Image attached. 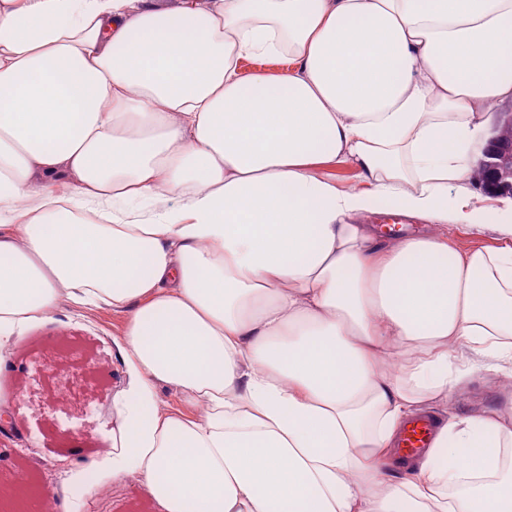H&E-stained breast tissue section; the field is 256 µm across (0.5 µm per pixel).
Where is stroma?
<instances>
[{
	"mask_svg": "<svg viewBox=\"0 0 512 512\" xmlns=\"http://www.w3.org/2000/svg\"><path fill=\"white\" fill-rule=\"evenodd\" d=\"M122 314L103 308L91 313L61 305L53 320L34 325L15 348L14 369L0 373V386L14 389L12 425L0 430V483L25 472L33 483L54 491V512H158L138 479L113 480L103 459L112 450V395L122 380V365L113 344L122 333ZM53 351L56 362L69 364L70 398L60 401L42 355ZM103 372L102 382L89 378ZM512 410V390L500 374L476 367L448 406L465 418L481 411ZM95 469L99 484L86 486L82 505L70 489L86 469Z\"/></svg>",
	"mask_w": 512,
	"mask_h": 512,
	"instance_id": "obj_1",
	"label": "stroma"
}]
</instances>
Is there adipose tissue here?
Wrapping results in <instances>:
<instances>
[{
  "label": "adipose tissue",
  "instance_id": "obj_1",
  "mask_svg": "<svg viewBox=\"0 0 512 512\" xmlns=\"http://www.w3.org/2000/svg\"><path fill=\"white\" fill-rule=\"evenodd\" d=\"M506 100L512 0H0V370L61 304L124 314L107 464L160 512H512V415L386 473L470 367L512 374V247L446 233L512 237L469 190ZM289 65L283 59L246 58L239 64L242 77H250L256 71H264L270 75H282L288 72ZM317 173L325 178L336 181L341 188H363L366 183L362 179L360 172L349 165L322 166L317 169ZM366 224H372L374 228L376 229V232L378 236L382 239L387 238L389 236L388 234V228L394 227L393 223H404V224H410V229L415 231H407V232H400L403 235H419L424 233L427 228L425 224H421L419 221L415 220H409L405 219L403 220L400 217L393 216L390 214L385 213H372L368 215L365 218ZM449 236L451 237L452 246L462 253L482 247H499L507 242L506 237L500 234L494 224H489L481 233L454 229L449 232Z\"/></svg>",
  "mask_w": 512,
  "mask_h": 512
}]
</instances>
